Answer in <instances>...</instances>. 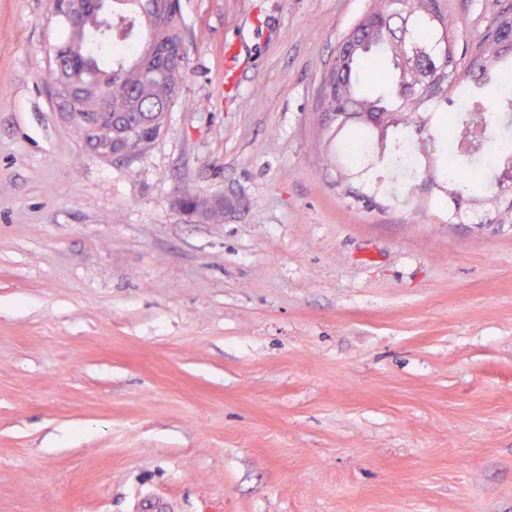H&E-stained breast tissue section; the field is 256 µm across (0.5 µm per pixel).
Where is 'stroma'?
Listing matches in <instances>:
<instances>
[{
    "label": "stroma",
    "instance_id": "1",
    "mask_svg": "<svg viewBox=\"0 0 512 512\" xmlns=\"http://www.w3.org/2000/svg\"><path fill=\"white\" fill-rule=\"evenodd\" d=\"M369 5L177 0L167 131L102 161L47 0H0V512H512V228L366 206L313 142ZM510 5L445 0L457 53ZM203 197L207 199V203H209V202L214 203V202H220V201H223L225 203V201L226 202L229 201V202H231V207L224 208L223 211L216 210L214 208L209 207V208H205V209L201 210L199 213L200 199L197 196H194L195 200L191 204H186L183 201L182 197L180 196L177 201V206L182 213H184L190 217H198L197 215L199 213L198 218L201 221L212 222V223L222 222L224 219V212L230 211V210L234 209L236 206V201L232 197L226 196L223 193L211 194V195H206Z\"/></svg>",
    "mask_w": 512,
    "mask_h": 512
}]
</instances>
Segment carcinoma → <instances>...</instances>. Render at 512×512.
I'll return each mask as SVG.
<instances>
[{
	"mask_svg": "<svg viewBox=\"0 0 512 512\" xmlns=\"http://www.w3.org/2000/svg\"><path fill=\"white\" fill-rule=\"evenodd\" d=\"M82 15L78 25L64 24L61 65L48 68V78L63 111L73 112L70 127L92 152L108 141L140 152L139 136L120 133L155 120L177 98L183 79L182 63L143 65L146 53L162 38L182 42L179 21L170 15L158 23L151 0H70ZM119 17L131 28L146 29V45L130 36L105 41L111 53L97 55L89 44L102 17ZM454 20L431 7L428 0H372L369 10L343 37L348 51L335 56L320 82V109L343 112L332 124L321 120L315 140L336 143L326 164L357 170L347 156L353 142L370 141L372 160L363 167V191L357 197L369 204L389 194L372 188L374 168H390L400 149L402 128L416 134L422 167L394 201L418 212L413 197L417 181L432 180L436 204L448 203V223L467 221L512 224V198L502 193L512 185V156L499 163L492 180L469 177L468 171L491 140L504 132L499 113L512 105L501 96L512 84V46L483 37L471 55L470 70L459 76L453 43Z\"/></svg>",
	"mask_w": 512,
	"mask_h": 512,
	"instance_id": "cac0c4a2",
	"label": "carcinoma"
}]
</instances>
